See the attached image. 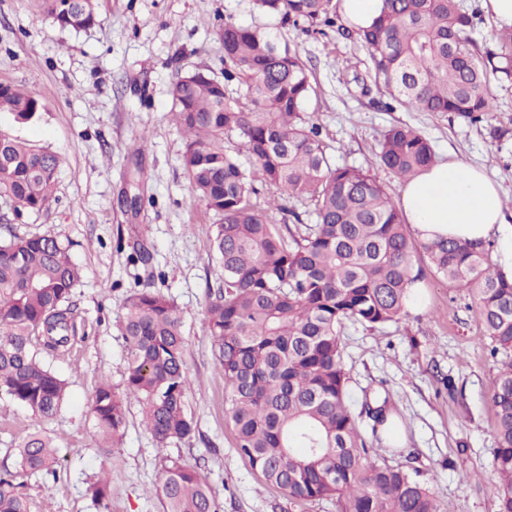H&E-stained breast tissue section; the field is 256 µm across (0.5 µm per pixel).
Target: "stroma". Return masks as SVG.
Returning <instances> with one entry per match:
<instances>
[{
    "label": "stroma",
    "instance_id": "35a3bbf8",
    "mask_svg": "<svg viewBox=\"0 0 512 512\" xmlns=\"http://www.w3.org/2000/svg\"><path fill=\"white\" fill-rule=\"evenodd\" d=\"M96 10V25L75 31L51 24L34 0H0V84L41 103L27 123L1 114L0 130L62 159L50 207L19 212L2 197L0 224L19 235L68 239L83 272L74 295L76 338L50 361L68 383L65 406L44 419L0 400V468H14L18 445L44 432L57 447V473L25 478L30 512H96L87 488L105 474L112 479L108 512H162L155 490L166 456L200 472L222 512H336L332 499H289L236 450L224 371L205 332L208 291L220 282L210 258L217 218L191 193L181 161L185 140L170 117L179 77L196 69L223 75L225 17L250 26L266 18L255 0H97ZM290 37L314 87L308 109L335 164L369 170L400 198L404 183L380 166L379 141L390 126H412L437 159L483 167L499 185L512 225V86H493L497 111L489 124L388 112L380 91L365 95L357 85L368 76L362 47L333 35ZM495 127L501 139H492ZM140 246L148 263L131 259ZM415 263L425 273L418 304L399 322L344 326L352 409L361 411L366 396L387 397L403 438L386 458L430 487L444 512H497L489 395L500 362L467 289L437 276L424 253ZM143 287L182 310L187 404L197 430L158 449L133 402L122 447L106 452L97 446L89 403L99 383L124 381L120 321L130 291Z\"/></svg>",
    "mask_w": 512,
    "mask_h": 512
}]
</instances>
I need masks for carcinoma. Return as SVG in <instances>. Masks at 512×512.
<instances>
[{"mask_svg":"<svg viewBox=\"0 0 512 512\" xmlns=\"http://www.w3.org/2000/svg\"><path fill=\"white\" fill-rule=\"evenodd\" d=\"M283 25L340 37L368 54L389 110L452 113L472 124L496 110L492 82H512V26L479 47V9L465 0H381L366 28L341 22L336 0H255ZM62 28L97 22L94 0H38ZM224 79L195 70L171 88L174 117L186 136L182 163L193 193L218 217L212 259L221 269L208 293L206 328L224 369L226 413L237 452L267 483L299 501L336 500L337 512H442L434 492L407 470L372 452L348 391L341 332L352 320L370 328L399 321L420 280L422 249L442 278L470 289L492 353L512 351V276L489 259L487 243L466 239L415 245L386 188L369 172L331 164L329 145L306 106L314 89L306 66L281 32L230 19L221 32ZM236 84L238 95L229 92ZM40 109L27 91L0 85V112L17 123ZM237 135L245 167L224 146ZM381 164L408 180L436 162L430 141L408 125L388 129ZM57 155L0 132V197L40 212L54 200ZM273 190L257 206L255 184ZM307 201L314 223L281 230L272 212ZM82 270L53 235L0 240V399L43 418L56 416L67 383L47 363L75 338L72 296ZM123 386L97 387L89 406L106 450L124 436L128 400L158 447L194 436L188 411L186 341L174 299L151 288L125 299ZM490 401L496 417L492 466L499 512H512V358L502 363ZM57 450L45 433L17 450V468L0 471V512H29L19 479L56 475ZM163 512H219L209 484L175 459L156 489ZM107 483L91 486L107 512Z\"/></svg>","mask_w":512,"mask_h":512,"instance_id":"1","label":"carcinoma"}]
</instances>
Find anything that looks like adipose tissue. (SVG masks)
Returning <instances> with one entry per match:
<instances>
[{
  "mask_svg": "<svg viewBox=\"0 0 512 512\" xmlns=\"http://www.w3.org/2000/svg\"><path fill=\"white\" fill-rule=\"evenodd\" d=\"M398 207L423 241H484L505 230L500 190L482 169L461 161L435 163L407 180Z\"/></svg>",
  "mask_w": 512,
  "mask_h": 512,
  "instance_id": "adipose-tissue-1",
  "label": "adipose tissue"
}]
</instances>
